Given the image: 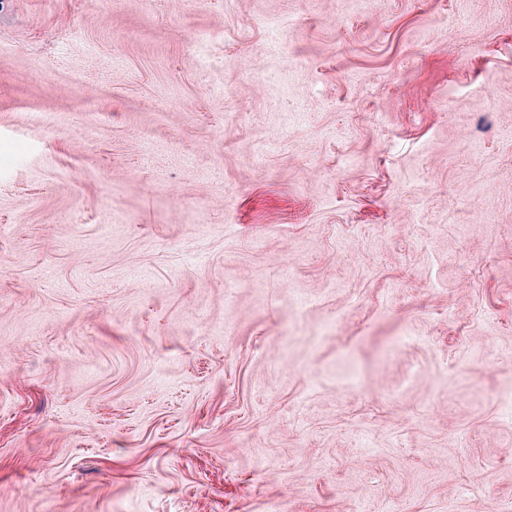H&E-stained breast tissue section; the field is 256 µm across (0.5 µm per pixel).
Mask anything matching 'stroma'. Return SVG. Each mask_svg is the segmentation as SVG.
<instances>
[{"instance_id":"35a3bbf8","label":"stroma","mask_w":512,"mask_h":512,"mask_svg":"<svg viewBox=\"0 0 512 512\" xmlns=\"http://www.w3.org/2000/svg\"><path fill=\"white\" fill-rule=\"evenodd\" d=\"M512 512V0H0V512Z\"/></svg>"}]
</instances>
